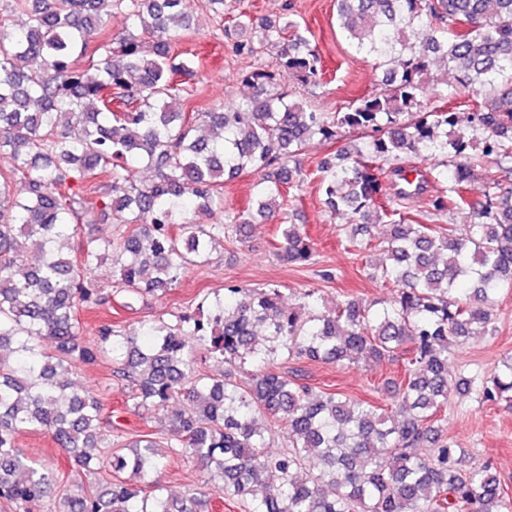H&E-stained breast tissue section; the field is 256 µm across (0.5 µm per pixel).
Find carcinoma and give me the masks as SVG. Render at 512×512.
Masks as SVG:
<instances>
[{"instance_id": "1", "label": "carcinoma", "mask_w": 512, "mask_h": 512, "mask_svg": "<svg viewBox=\"0 0 512 512\" xmlns=\"http://www.w3.org/2000/svg\"><path fill=\"white\" fill-rule=\"evenodd\" d=\"M337 25L370 57L387 90L338 112L309 111L277 89L286 73L303 85L322 83L321 58L300 25L285 16L242 11L224 26L239 56L275 51L273 64L242 72L250 96L222 112L184 111L191 60L174 51L191 29V0H16L19 24L0 22V512H202L204 483L177 497L155 479L164 467L152 433L124 437L102 400L79 388L83 368L109 355L126 382L132 409L164 408L176 395L187 406L169 420V458L217 476L215 492L242 512H512L491 468H462L461 449L436 438L452 394L476 377L448 375V350L492 331L491 306L512 289V196L501 192L494 164L512 159V0H337ZM126 13L138 34L100 39L101 17ZM419 42L411 41L418 30ZM150 39L143 50L142 37ZM97 43L89 55L91 43ZM433 58L455 74L440 97L470 91V130L454 133L456 113L422 98ZM348 128L371 134L366 151L338 153L318 166L330 211L362 220L345 232L372 252L368 276L395 289L389 301L348 299L316 307L314 293L285 311L276 288L228 284L205 315H178L129 335L110 322L96 344L80 334L79 313L113 294L133 302L166 292L206 261L237 225L288 214L287 190L304 183L288 168L308 140H333ZM424 152L450 169L448 188L428 198L420 221L401 211L421 198L424 176L380 162ZM135 163L153 172L130 178ZM485 190L468 187L476 169ZM261 174L256 207L201 224L187 217L224 211V181ZM112 217L115 235L87 238L75 255L59 242L93 208ZM452 209L474 215L466 237L436 223ZM387 224L376 242L367 225ZM36 237L40 248L28 251ZM277 257L304 265L310 240L284 224ZM112 261L106 292L91 274ZM52 339L47 353L42 341ZM202 352L227 368L207 375ZM338 364L402 360L387 382L395 409L315 392L278 371L282 360ZM249 362L238 378L233 370ZM486 402L512 400V357L486 385ZM286 446L270 449L275 433ZM47 434L77 471L98 486L56 496L51 464L30 465L17 437ZM435 447L425 453L424 443ZM274 485L277 495H258Z\"/></svg>"}]
</instances>
